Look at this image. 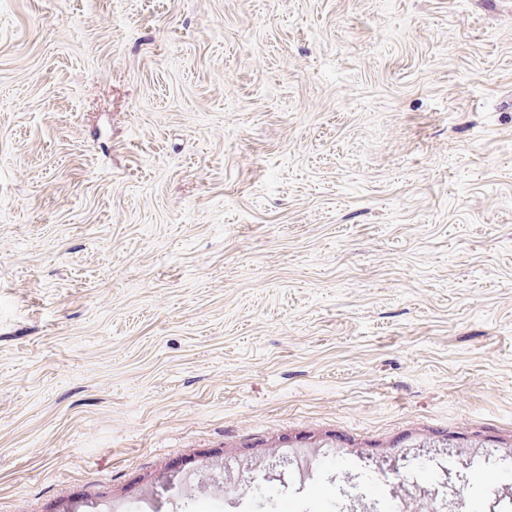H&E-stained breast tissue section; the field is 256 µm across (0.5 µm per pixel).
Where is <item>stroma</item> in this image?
Returning a JSON list of instances; mask_svg holds the SVG:
<instances>
[{"instance_id":"obj_1","label":"stroma","mask_w":512,"mask_h":512,"mask_svg":"<svg viewBox=\"0 0 512 512\" xmlns=\"http://www.w3.org/2000/svg\"><path fill=\"white\" fill-rule=\"evenodd\" d=\"M292 448L493 512L512 0H0V512H344Z\"/></svg>"}]
</instances>
